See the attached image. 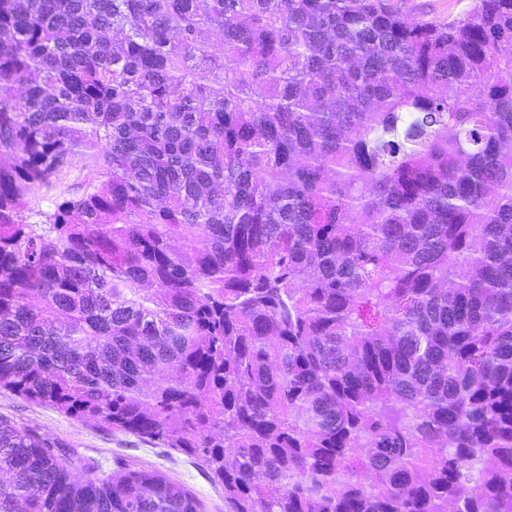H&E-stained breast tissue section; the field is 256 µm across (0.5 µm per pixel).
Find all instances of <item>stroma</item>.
I'll use <instances>...</instances> for the list:
<instances>
[{"label": "stroma", "instance_id": "1", "mask_svg": "<svg viewBox=\"0 0 512 512\" xmlns=\"http://www.w3.org/2000/svg\"><path fill=\"white\" fill-rule=\"evenodd\" d=\"M38 429L66 442L79 455L97 459L104 471L116 464L150 467L183 484L201 501L204 512H224V491L197 460L131 434L108 432L66 417L53 408L26 402L0 390V420Z\"/></svg>", "mask_w": 512, "mask_h": 512}]
</instances>
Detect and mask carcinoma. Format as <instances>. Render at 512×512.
<instances>
[{"label": "carcinoma", "mask_w": 512, "mask_h": 512, "mask_svg": "<svg viewBox=\"0 0 512 512\" xmlns=\"http://www.w3.org/2000/svg\"><path fill=\"white\" fill-rule=\"evenodd\" d=\"M0 389L226 512H512V0H0ZM0 512L202 505L0 420ZM400 1L411 14H423L427 19L448 21L456 18L473 4V0H394ZM37 428L66 442L79 455L97 459L104 471L118 463L150 467L183 484L201 501L204 512H225L224 491L197 460L131 434L108 432L91 423L66 417L53 408L26 402L0 390V420Z\"/></svg>", "instance_id": "obj_1"}]
</instances>
